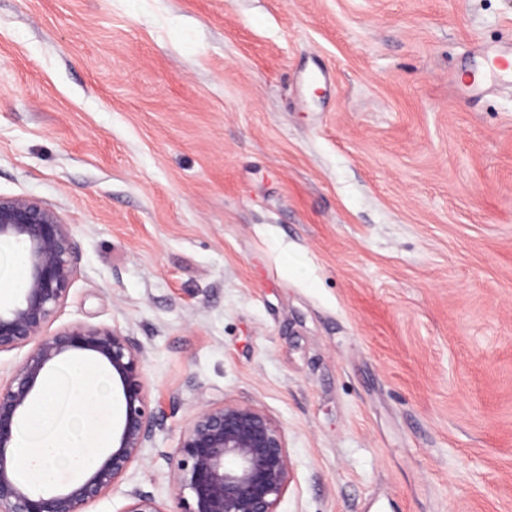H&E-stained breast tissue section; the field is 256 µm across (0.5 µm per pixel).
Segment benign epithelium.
<instances>
[{
  "label": "benign epithelium",
  "mask_w": 512,
  "mask_h": 512,
  "mask_svg": "<svg viewBox=\"0 0 512 512\" xmlns=\"http://www.w3.org/2000/svg\"><path fill=\"white\" fill-rule=\"evenodd\" d=\"M0 241L23 246L25 277L18 299L0 307V352L36 341L11 381L0 387V512H81L109 491L152 441L159 423L150 405L141 348L109 327L76 324L44 334L77 272L70 229L51 205L0 196ZM81 354L103 367L119 388L121 419L101 460L62 490L36 488L19 477V425L44 388L49 370ZM181 512H277L292 464L281 425L247 402L212 403L185 425L170 456ZM123 512H165L135 489Z\"/></svg>",
  "instance_id": "obj_1"
}]
</instances>
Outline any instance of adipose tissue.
<instances>
[{"instance_id": "adipose-tissue-1", "label": "adipose tissue", "mask_w": 512, "mask_h": 512, "mask_svg": "<svg viewBox=\"0 0 512 512\" xmlns=\"http://www.w3.org/2000/svg\"><path fill=\"white\" fill-rule=\"evenodd\" d=\"M106 393L107 380L93 364L73 361L52 375L18 436L16 451L26 463L23 480L49 484L58 464L74 472L91 466L108 442L112 409Z\"/></svg>"}]
</instances>
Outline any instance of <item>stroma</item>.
I'll list each match as a JSON object with an SVG mask.
<instances>
[{
    "label": "stroma",
    "instance_id": "obj_1",
    "mask_svg": "<svg viewBox=\"0 0 512 512\" xmlns=\"http://www.w3.org/2000/svg\"><path fill=\"white\" fill-rule=\"evenodd\" d=\"M512 0H0V195L52 205L48 324L143 351L153 447L283 428L278 512H512ZM484 60L492 76L497 80L508 81L512 78V50H494L484 53Z\"/></svg>",
    "mask_w": 512,
    "mask_h": 512
}]
</instances>
